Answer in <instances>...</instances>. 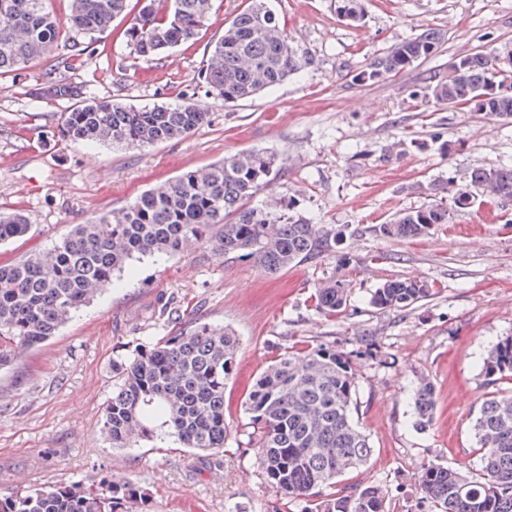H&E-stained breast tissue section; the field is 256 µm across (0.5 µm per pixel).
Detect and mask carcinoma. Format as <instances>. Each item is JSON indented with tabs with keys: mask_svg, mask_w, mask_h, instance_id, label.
Wrapping results in <instances>:
<instances>
[{
	"mask_svg": "<svg viewBox=\"0 0 512 512\" xmlns=\"http://www.w3.org/2000/svg\"><path fill=\"white\" fill-rule=\"evenodd\" d=\"M129 0H71L70 36L55 68L46 73L45 97L71 109L60 135L73 143L146 146L184 136L208 122V113L184 100L175 105L133 108L101 102L70 80L85 47L78 37L101 35L127 13ZM214 0H142L124 31L134 54L149 63L197 36ZM61 28L50 0H0V76L25 70L58 48ZM441 34L430 28L373 56L354 75L360 84L394 77L432 56ZM311 65V57L283 26L268 0L224 24L201 73L226 104L251 99ZM426 103L490 118L512 117V59L492 52L462 55L448 76L419 92ZM278 155L253 150L224 157L143 193L120 211L103 212L75 225L67 236L18 261L0 264V368L54 336L74 313L113 285L126 265L143 256H182L188 242H203L222 258L251 260L268 274L334 251L342 233L334 224L282 213L276 203L252 204L268 184ZM431 203L399 213L374 232L415 239L446 224L450 210L478 197L512 198V168H477L460 182L431 183ZM27 218L0 214V242L25 236ZM428 288L411 278L377 288L370 304L380 310L412 306ZM351 289L341 280L318 288L317 308L340 312ZM235 333L197 322L178 329L131 357L112 360V397L102 412L101 433L112 448L172 438L182 447L216 453L224 448V387L238 351ZM483 371L488 379L512 380V338L493 346ZM355 382L349 359L328 347L285 352L256 378L246 410L257 427V463L281 494L302 497L310 512H387V492L376 484L337 487L339 479L372 455L369 437L353 421ZM415 426L428 427L435 388L426 378L414 393ZM477 476L431 464L418 484L439 512H512V388H499L481 404L473 423ZM136 493L119 481L95 492L74 483L20 490L0 499V512H124Z\"/></svg>",
	"mask_w": 512,
	"mask_h": 512,
	"instance_id": "obj_1",
	"label": "carcinoma"
}]
</instances>
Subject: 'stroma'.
I'll use <instances>...</instances> for the list:
<instances>
[{
    "label": "stroma",
    "instance_id": "35a3bbf8",
    "mask_svg": "<svg viewBox=\"0 0 512 512\" xmlns=\"http://www.w3.org/2000/svg\"><path fill=\"white\" fill-rule=\"evenodd\" d=\"M246 3L215 0L195 43L149 66L123 36L140 7L132 0L71 74L100 101L141 108L185 99L209 113L208 124L180 138L145 147L71 143L58 136L68 103L37 95L52 60L0 79V209L19 210L30 224L26 237L0 244V263L51 246L155 185L251 150L283 156L258 202L290 198L298 215L345 230L340 252L276 275L246 259L216 258L201 243L179 259L132 261L56 336L0 369V497L70 482L93 491L113 478L137 490L136 512H305V502L284 498L259 468L245 400L284 352L319 345L351 363L353 416L374 448L351 480L385 488L388 512H436L418 484L428 465L480 467L472 425L494 390L484 360L512 337V201L479 199L423 238L389 239L374 227L430 204L429 182L512 166V119L432 111L412 97L444 78L456 55L512 56V0H361L355 22L338 14L335 0H271L313 63L227 105L199 73L225 21ZM429 28L444 36L431 58L374 84L353 82L373 55ZM399 142L404 151L387 159ZM396 278L424 282L427 297L402 309L372 307L371 293ZM329 279L352 289L333 317L315 308ZM195 319L239 338L224 388L223 450L193 455L170 439L110 448L101 411L113 359ZM421 377L436 390L434 421L423 430L411 404Z\"/></svg>",
    "mask_w": 512,
    "mask_h": 512
}]
</instances>
